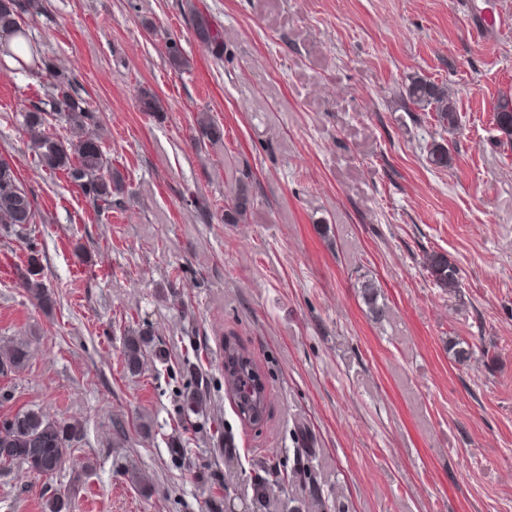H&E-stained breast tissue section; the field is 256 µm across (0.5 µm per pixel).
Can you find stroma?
I'll return each instance as SVG.
<instances>
[{"mask_svg":"<svg viewBox=\"0 0 512 512\" xmlns=\"http://www.w3.org/2000/svg\"><path fill=\"white\" fill-rule=\"evenodd\" d=\"M197 10L222 25L223 59L196 38ZM26 29L81 86L128 193L99 214L46 172L19 111L47 80L0 65V155L37 202L55 300L48 314L28 295L24 244L0 236V339L30 350L0 377L13 394L0 419L31 408L83 433L52 473L0 470V512H43L56 493L64 512H206L225 483L247 497L245 472L287 461L301 428L332 512H512V145L493 123L512 94V0H47ZM171 39L185 70L165 62ZM413 74L457 100L447 167L426 160L434 121L403 107ZM144 89L163 112L141 111ZM202 112L222 145L195 147ZM245 165L254 207L228 224L227 177ZM432 251L458 268L456 294L428 277ZM366 280L386 309L378 322ZM143 321L171 361L133 376L122 331ZM228 340L266 381L263 424L236 414ZM459 340L473 350L464 364ZM187 355L207 376L201 415L180 406ZM182 428L193 442L175 469L165 441ZM228 430L240 449L230 472Z\"/></svg>","mask_w":512,"mask_h":512,"instance_id":"stroma-1","label":"stroma"}]
</instances>
